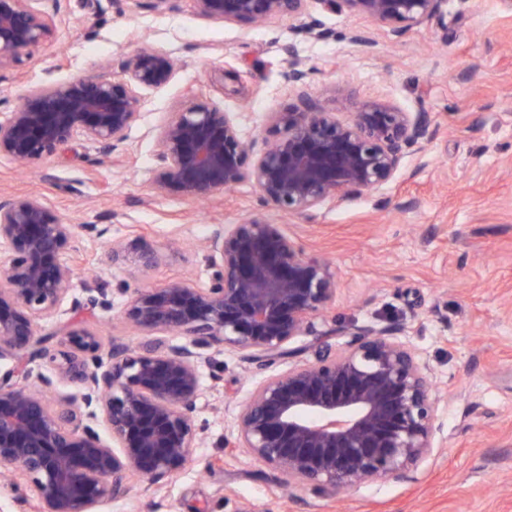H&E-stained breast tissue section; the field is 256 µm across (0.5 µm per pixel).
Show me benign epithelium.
Listing matches in <instances>:
<instances>
[{
    "label": "benign epithelium",
    "instance_id": "1",
    "mask_svg": "<svg viewBox=\"0 0 512 512\" xmlns=\"http://www.w3.org/2000/svg\"><path fill=\"white\" fill-rule=\"evenodd\" d=\"M41 2L0 0V73L51 38L53 19ZM445 2L319 0L326 11L387 24L396 38L425 24L446 30ZM195 3L202 17L236 24L307 16V34L326 36L308 0ZM174 71L168 54L145 48L118 75L36 85L0 119V154L27 166L82 137L110 155L139 119L142 91L165 87ZM304 78L291 62L288 87L298 105L269 113L261 137H245L236 113L204 100L170 113L156 136L155 190L198 202L250 183L263 203L307 217L391 183L434 138L427 113L380 101L362 103L343 122L310 98ZM79 230L106 233L63 222L37 195L0 198V246L9 249L0 271V362H9L0 370V477L25 476L40 512H96L127 497L133 477L166 484L200 442L195 413L206 350L222 347L263 370L293 356L287 346L312 332L336 298L332 264L255 216L217 225L205 245L208 283L176 278L130 293L123 318L147 340L105 347L82 323L59 319L77 275L67 246ZM84 292L87 306H111L101 281L85 282ZM172 334L185 341L172 343ZM352 335L341 352L321 346L314 360L256 381L224 447L270 466L290 487L330 492L418 470L440 427L432 370L397 328ZM35 359L56 372L31 388L27 364ZM58 382L77 385L79 400L51 406L44 392Z\"/></svg>",
    "mask_w": 512,
    "mask_h": 512
}]
</instances>
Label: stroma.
Returning <instances> with one entry per match:
<instances>
[{
	"label": "stroma",
	"instance_id": "obj_1",
	"mask_svg": "<svg viewBox=\"0 0 512 512\" xmlns=\"http://www.w3.org/2000/svg\"><path fill=\"white\" fill-rule=\"evenodd\" d=\"M52 38L0 80V113L25 90L93 70L119 73L150 48L177 62L169 85L143 93L140 120L121 151L103 156L77 137L27 171L0 155V196L36 194L69 224H97L106 238L75 237L67 253L79 272L97 271L111 309L73 314L81 283L61 306L103 342L138 345L121 320L127 290L175 278L207 283L203 249L215 225L254 213L280 225L336 272L335 299L315 335L292 342L298 360L322 342L344 349L348 329L390 325L434 376L443 428L434 455L405 481L377 479L333 494L313 486L287 491L268 465L224 452L254 380L252 365L215 350L204 365L196 426L202 437L185 468L163 487L132 482L124 499L98 512H512V7L504 0H448V28L392 38L364 17L309 11L326 32L310 38L299 22L262 26L202 18L194 0H44ZM360 31L373 44L349 40ZM299 59L311 96L343 121L366 101L430 115L436 135L384 188L343 206L325 204L311 220L261 207L242 184L192 203L152 186L156 134L191 98L241 113L245 136L262 134L268 113L297 104L288 63ZM139 242L157 257L110 265V240Z\"/></svg>",
	"mask_w": 512,
	"mask_h": 512
}]
</instances>
